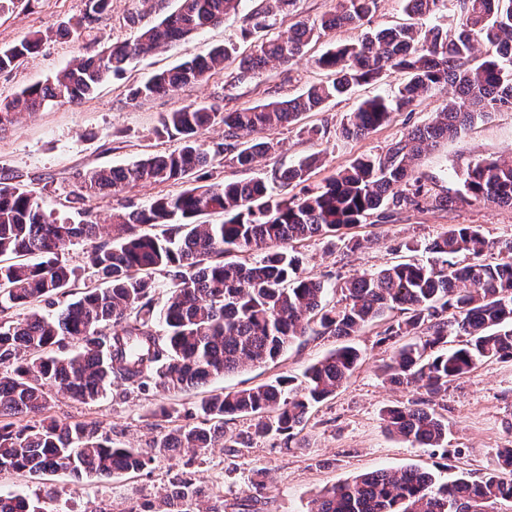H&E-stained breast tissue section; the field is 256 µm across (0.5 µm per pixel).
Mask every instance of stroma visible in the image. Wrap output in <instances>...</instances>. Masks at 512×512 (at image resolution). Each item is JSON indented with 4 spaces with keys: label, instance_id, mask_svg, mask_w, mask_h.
<instances>
[{
    "label": "stroma",
    "instance_id": "1",
    "mask_svg": "<svg viewBox=\"0 0 512 512\" xmlns=\"http://www.w3.org/2000/svg\"><path fill=\"white\" fill-rule=\"evenodd\" d=\"M260 5L261 0H243L239 14L204 30L189 47L175 45L138 57L123 77L104 83L81 103L56 104L0 132V174L20 177L38 191L46 209L63 218H75L74 200L86 172L124 166L146 154L179 147V140L158 132L166 113L200 102L217 103L231 112L272 98L297 96L324 78L323 71L313 64L315 56L332 44L351 42L361 35L360 30L349 27L337 29L311 42L305 55L292 66L271 64L246 81L236 80L237 63L232 60L224 69L176 93L130 100L133 83L172 67L184 52L204 54L232 43L238 57L250 54L253 44L240 41V29L246 14ZM175 7V0H166L162 6L156 0H112L111 10L95 29L77 38H62L57 34L59 26L80 15L83 0H33L29 5L16 0L9 10L0 13V46L18 43L36 31L44 35L45 42L19 66L0 72V101L12 98L32 83L45 81L73 59L91 55L107 44L133 40L138 27L154 24L163 12ZM400 80L399 74L385 73L374 83L356 87L348 99L303 116L304 125L322 128L321 139H307L295 126L269 131V138L278 144L274 153L247 171L224 163L217 169V179L268 177L276 169L317 153L323 159L322 168L312 176L317 183L360 154L385 150L392 140L426 122L450 99L449 93L439 92L423 100L413 113H395L387 125L364 138L340 137L348 113L366 99L391 94ZM486 158H512V112L494 113L468 127L459 138L439 143L417 161L416 170L425 176L433 193H452L459 188L458 177L467 166ZM179 190L176 184L138 186L117 197L86 198L84 206L104 221L117 209L142 207L158 196ZM453 224L477 226L491 241V249L482 255L488 263L498 256L497 243L512 240L510 207L479 201L451 210L427 206L400 211L388 223L369 220L350 229V236L363 242L357 250L343 241L329 245L319 237L298 244L300 267L305 274L327 283V300L333 303L340 297L336 285L409 259L411 250H423ZM379 332V327L371 326L355 337L362 358L359 368L334 396L311 409L292 441L272 436L235 452L215 448L198 458L186 453L173 458L160 456L139 473L111 478L89 476L77 480L59 473L43 481L0 474V494L38 499L42 512H127L131 501L157 502L176 478L187 477L200 484L212 499L223 501L224 512H240V504L254 496L252 482L261 471L266 489L259 512H308L316 491L362 471L416 466L437 472L444 479L463 472L479 476L490 467L497 449L512 448V362L484 363L449 384L447 397L437 405L438 412L448 419L449 456H442L440 449L421 448L388 435L381 421L382 409L417 399L421 392L384 381L379 367L388 360L391 350L379 344ZM341 343V338L329 334H310L274 361L242 368L213 381L212 386L232 391L281 377L298 381L306 367ZM201 395L198 389L165 394L152 387L137 390L115 385L104 398L90 405L54 398L51 412L61 418L97 423L114 443L145 450L162 431L152 416L158 404L190 408Z\"/></svg>",
    "mask_w": 512,
    "mask_h": 512
}]
</instances>
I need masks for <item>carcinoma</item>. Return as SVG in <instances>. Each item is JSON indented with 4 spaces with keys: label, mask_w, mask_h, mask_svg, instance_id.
<instances>
[{
    "label": "carcinoma",
    "mask_w": 512,
    "mask_h": 512,
    "mask_svg": "<svg viewBox=\"0 0 512 512\" xmlns=\"http://www.w3.org/2000/svg\"><path fill=\"white\" fill-rule=\"evenodd\" d=\"M242 0H177L176 8L141 28L131 43L112 45L74 60L51 78L0 101V130L57 102L76 103L111 76H121L137 56L188 42L196 33L221 24ZM296 0H266L246 17L251 31L270 27V17L292 11ZM422 24L367 32L361 40L332 46L313 64L330 79L286 100H270L225 112L200 103L169 112L158 133L178 135L181 147L152 153L126 166L101 167L83 178L84 196L117 195L139 185L183 184L176 193L148 205L116 212L100 224L91 211L69 222L45 210L37 192L0 176V472L40 479L60 471L73 478L110 477L144 470L158 456H204L227 436L224 418L250 417L251 437L272 433L292 439L311 408L333 396L355 372L360 353L348 340L366 326L385 321L380 342L395 345L383 365L388 382L417 387L426 398L389 406L381 420L386 433L430 448L448 446V423L435 409L448 384L480 365L512 361V245L494 263L479 260L489 241L470 224H455L429 246L433 261L409 259L343 282L341 298L325 303L327 286L303 275L289 246L313 237L333 238L343 228L374 217L386 223L393 213L455 207L469 200L512 206V161L481 160L468 166L463 188L454 197L432 194L414 162L441 140L493 112L512 111V0H404ZM378 0H337L335 10L299 20L240 59L237 79L261 73L267 65L287 66L315 34L344 26L360 28ZM459 22L453 34L431 24L448 5ZM112 0H84L83 12L64 23L60 34L80 35L94 28ZM34 33L0 47V72L17 67L41 48ZM495 53L483 59L476 46ZM231 45L205 55H185L173 67L130 89L137 101L170 94L202 80L232 58ZM393 71L404 76L394 92L365 100L342 126L346 138H364L390 122L395 112H413L435 91L455 89L454 97L432 119L417 125L380 153L362 154L309 185L321 164L307 156L273 176L299 192L277 193L270 181L200 184L227 158L251 169L275 150L254 133L298 123L308 112L346 96L362 83ZM224 128V142L213 149L202 131ZM223 220L210 224L204 215ZM88 246L89 282L73 295L79 280L63 254ZM168 279L165 305L154 304ZM72 297L63 307L58 301ZM29 313L18 319L10 309ZM347 340L309 365L304 380L280 378L236 392L209 394L181 411L162 405L165 421L184 416L156 438L151 450L118 446L99 426L60 420L50 414L53 394L82 404L102 398L115 384L164 392L203 387L250 365L275 360L312 330ZM462 336L457 347L448 337ZM78 348L62 353L69 341ZM512 500V448H499L493 468L478 478L450 482L420 468L362 472L324 487L308 512H490ZM0 512H42L20 494L0 495ZM157 512H223L209 505L191 479L173 483Z\"/></svg>",
    "instance_id": "obj_1"
}]
</instances>
